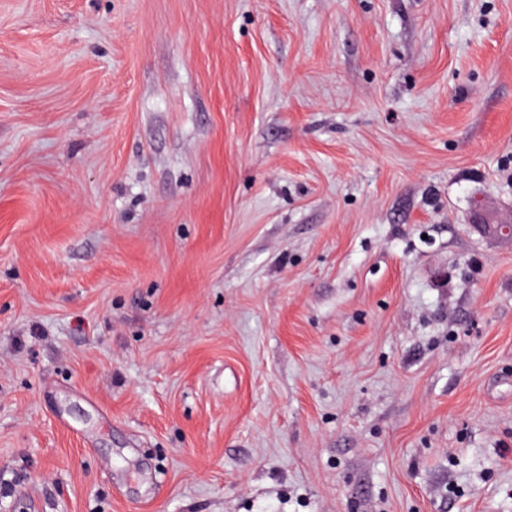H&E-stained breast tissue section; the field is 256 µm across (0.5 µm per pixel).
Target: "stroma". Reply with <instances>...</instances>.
I'll return each mask as SVG.
<instances>
[{
	"label": "stroma",
	"mask_w": 512,
	"mask_h": 512,
	"mask_svg": "<svg viewBox=\"0 0 512 512\" xmlns=\"http://www.w3.org/2000/svg\"><path fill=\"white\" fill-rule=\"evenodd\" d=\"M512 0H0V512H512Z\"/></svg>",
	"instance_id": "1"
}]
</instances>
